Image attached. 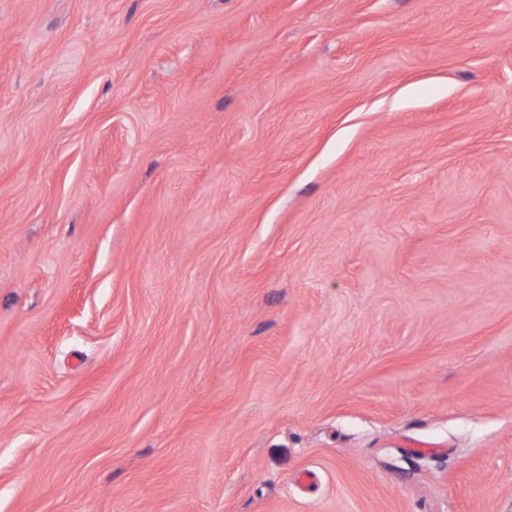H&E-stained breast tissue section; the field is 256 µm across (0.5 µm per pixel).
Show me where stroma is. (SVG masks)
Listing matches in <instances>:
<instances>
[{
    "mask_svg": "<svg viewBox=\"0 0 512 512\" xmlns=\"http://www.w3.org/2000/svg\"><path fill=\"white\" fill-rule=\"evenodd\" d=\"M0 512H512V0H0Z\"/></svg>",
    "mask_w": 512,
    "mask_h": 512,
    "instance_id": "35a3bbf8",
    "label": "stroma"
}]
</instances>
